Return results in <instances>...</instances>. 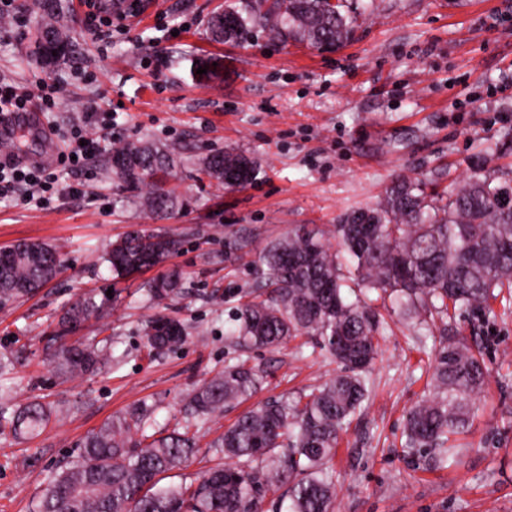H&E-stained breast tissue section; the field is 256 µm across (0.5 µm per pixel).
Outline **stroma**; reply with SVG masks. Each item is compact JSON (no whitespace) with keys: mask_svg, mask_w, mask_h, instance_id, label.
Listing matches in <instances>:
<instances>
[{"mask_svg":"<svg viewBox=\"0 0 512 512\" xmlns=\"http://www.w3.org/2000/svg\"><path fill=\"white\" fill-rule=\"evenodd\" d=\"M59 2L75 39L51 71L62 95L44 118L59 132L47 140L29 130L17 154L56 173L61 192L44 208L0 198V248L40 241L61 260L38 293L0 304V359L14 361L0 380V415L34 397L52 402L54 414L38 435H0V512H38L52 473L112 417L140 407L146 433L175 427L202 380L236 359L262 371L263 399H293L336 375V361L313 345L241 348L228 334L260 282L262 255L293 227L332 230L402 177L442 190L464 185L480 166L512 176V0H350L359 27L336 50L257 24L238 41L213 42L207 20L225 0H139L130 32L116 28L98 42L77 0ZM32 3L15 0L14 17L0 21V76L24 85L44 75L18 62L28 45L20 21ZM199 58L217 60L220 77L197 74ZM91 102L112 113L115 137L178 147L174 183L185 204L168 219L118 195L106 153L82 172L59 167L62 133ZM228 148L257 158L254 183L227 187L199 174L202 158ZM132 224L180 242L168 265L186 277L169 313L186 336L161 352L145 340L157 312L145 292L155 270L117 279L104 260ZM237 238L244 249L229 248ZM87 293L111 300L81 335L111 337L112 347L96 374L65 376L47 346L59 310ZM387 323L371 393L333 460L336 512H512V313L448 322L449 336L483 347L490 372L461 462L448 467L403 448L405 414L424 395L440 338L423 335L415 316Z\"/></svg>","mask_w":512,"mask_h":512,"instance_id":"obj_1","label":"stroma"}]
</instances>
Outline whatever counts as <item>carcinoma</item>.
Segmentation results:
<instances>
[{"instance_id":"obj_1","label":"carcinoma","mask_w":512,"mask_h":512,"mask_svg":"<svg viewBox=\"0 0 512 512\" xmlns=\"http://www.w3.org/2000/svg\"><path fill=\"white\" fill-rule=\"evenodd\" d=\"M36 28L26 58L37 67L73 53L69 21L57 0H35ZM260 22L278 37L298 36L317 49L348 43L356 18L347 0H245L211 15L207 27L215 42L238 40L247 23ZM57 55H52V51ZM180 163L170 144L123 142L106 161L117 190L130 194L157 218L183 206L167 177ZM258 161L243 152L216 151L203 160L202 173L224 182V173L243 172L241 187L251 183ZM512 182L480 171L461 188L426 192L417 179L400 178L374 207L346 213L334 238L348 255L343 270L325 231L302 225L272 242L261 263L265 297L242 303L235 316V339L256 348H276L312 336L341 371L322 386L290 400H267L243 410L224 432L208 443L217 463L196 482L159 485L160 475L187 463L199 448L207 417L251 399L259 390L258 369L240 359L203 382L186 405L191 421L183 431L141 434L132 427L139 413L106 421L81 442L78 460L61 467L44 490L39 512H263L266 494L288 485V512H334L329 463L351 421L368 398L369 369L379 355L380 326L369 297L349 299L344 287L374 291L403 315L423 312L426 330L457 315L497 316L494 302L508 292L503 311L512 309V211L501 205L500 191ZM174 238L154 232H130L106 253L114 278L136 268L164 262ZM0 258V304L26 296L56 274L55 249L43 242L18 240ZM182 272L171 269L147 284L159 303L178 294ZM103 307L84 297L64 308L60 334L49 345L57 370L64 375L92 374L105 360L96 343L65 341L70 324L83 322ZM185 327L157 315L146 342L162 350L181 342ZM482 352L461 337L435 353L428 395L405 420L404 447L430 453L441 462L459 463L457 436L466 432L476 395L485 384ZM52 409L33 400L11 421L14 433L36 434L50 422ZM279 448L282 461L267 459Z\"/></svg>"}]
</instances>
